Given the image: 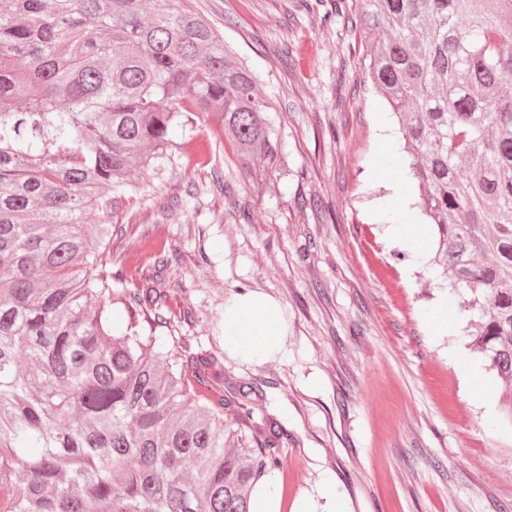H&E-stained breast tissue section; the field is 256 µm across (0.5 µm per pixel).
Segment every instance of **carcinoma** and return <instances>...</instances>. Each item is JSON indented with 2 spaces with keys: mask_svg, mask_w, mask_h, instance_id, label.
<instances>
[{
  "mask_svg": "<svg viewBox=\"0 0 512 512\" xmlns=\"http://www.w3.org/2000/svg\"><path fill=\"white\" fill-rule=\"evenodd\" d=\"M295 10L368 34L435 261L512 385V0ZM275 111L185 0H0V512H253L277 434L242 446L217 356L155 335L190 319L162 287L176 257L138 280L98 247L176 149L204 166L227 138L253 185L273 179Z\"/></svg>",
  "mask_w": 512,
  "mask_h": 512,
  "instance_id": "carcinoma-1",
  "label": "carcinoma"
}]
</instances>
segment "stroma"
Segmentation results:
<instances>
[{
    "label": "stroma",
    "instance_id": "obj_1",
    "mask_svg": "<svg viewBox=\"0 0 512 512\" xmlns=\"http://www.w3.org/2000/svg\"><path fill=\"white\" fill-rule=\"evenodd\" d=\"M294 2L192 0L275 97L287 175L255 190L228 142L207 166L184 156L140 173L145 192L102 260L158 243L175 254L165 281L192 320L171 333L217 356L225 399L245 403L233 424L247 447L277 424L282 512L330 475L349 512H512L507 395L471 346L477 314L399 225L377 221L383 207L412 229L423 218L415 192L389 190L406 153L381 136L389 105L368 77L364 32L319 27ZM318 197L332 213L312 207ZM244 287L278 299L288 324L284 351L261 364L216 332ZM245 383L255 392L244 399Z\"/></svg>",
    "mask_w": 512,
    "mask_h": 512
}]
</instances>
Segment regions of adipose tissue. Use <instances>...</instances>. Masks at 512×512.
<instances>
[{
  "label": "adipose tissue",
  "instance_id": "ef3b65f1",
  "mask_svg": "<svg viewBox=\"0 0 512 512\" xmlns=\"http://www.w3.org/2000/svg\"><path fill=\"white\" fill-rule=\"evenodd\" d=\"M224 333L231 351L262 363L282 348L286 325L280 303L252 290L234 294L224 309Z\"/></svg>",
  "mask_w": 512,
  "mask_h": 512
}]
</instances>
